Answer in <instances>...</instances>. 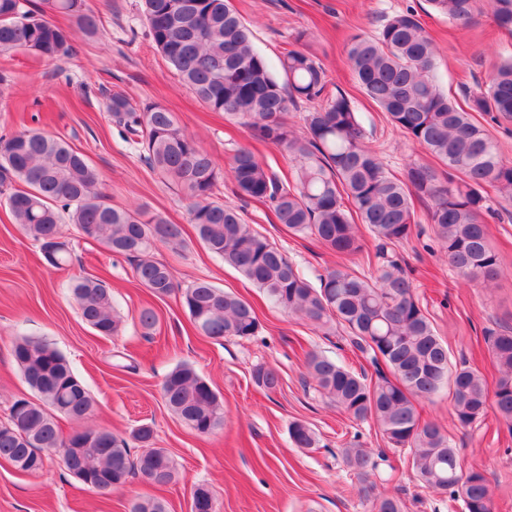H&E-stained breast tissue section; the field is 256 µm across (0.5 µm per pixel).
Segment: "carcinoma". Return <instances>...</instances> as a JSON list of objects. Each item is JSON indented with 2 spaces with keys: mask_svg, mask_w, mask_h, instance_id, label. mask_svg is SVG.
I'll return each mask as SVG.
<instances>
[{
  "mask_svg": "<svg viewBox=\"0 0 512 512\" xmlns=\"http://www.w3.org/2000/svg\"><path fill=\"white\" fill-rule=\"evenodd\" d=\"M452 22H469L478 0H429ZM498 27L512 32V0H486ZM0 0V51L22 49L44 60L70 58L76 33H96L85 0ZM70 16L77 28L62 27L45 10ZM143 21L157 51L212 111L274 144L294 162L291 178L280 179L253 149L241 146L229 163L236 196L269 206L278 223L295 236L312 238L339 255L362 251L359 225L382 242L401 243L418 224L413 199L431 202L429 221L448 262L466 281L495 280L500 261L488 242L483 213L493 191L512 201V163L505 160L490 131L478 121L497 125L512 121V57H504L483 86L466 94L461 108L436 81V46L415 14L403 11L385 19L373 38L355 35L347 59L364 95L386 112L391 123L448 168L442 178L426 163L411 164L404 179L386 171L364 142L358 112L344 94L329 90L330 80L316 57L296 46L279 57L281 78L256 50L253 34L231 0H141ZM319 102L303 117L304 132L288 126L287 115L301 102ZM126 139L141 146L146 163L176 185L187 200L189 222L200 241L224 263L241 272L292 316L316 327H340L347 341L375 367L376 380L321 353L307 356V370L327 402L358 422H374L388 448L406 451L421 486L464 512H493L490 481L484 469H462L452 439L442 427L420 420L417 402L448 389L452 416L469 427L496 412L512 432V328L485 337L497 378L464 362L454 364L448 345L437 336L419 302L413 282L399 261L383 250L375 269L357 272L332 267L314 285L288 255L242 219L237 208L214 200L223 179L217 160L160 104L143 108L114 92L106 105ZM15 184L6 205L24 235L40 243L46 261L64 268L71 252L62 226L73 224L85 238L133 261L134 278L157 297L180 294L194 329L212 340L249 339L261 324L253 306L206 280L183 288L167 264L150 252L156 242L179 244L182 229L141 209L116 208L106 201L99 176L85 155L66 140L40 130L0 136V181ZM71 292L82 320L98 335L118 332L120 316L104 281L84 276ZM12 356L35 401L13 402L10 420L0 425V459L16 470L36 474L47 455L60 450L65 467L75 463L82 483L102 487L125 484L138 475L156 486L175 481L174 459L152 449L154 431L140 425L130 440L103 429L98 433L59 431L56 415L82 422L95 401L65 356L51 343L28 336L12 341ZM260 388L272 391L280 376L260 364L252 371ZM165 405L200 435L224 427V405L211 385L190 365L181 363L162 383ZM289 438L297 448H315L316 433L295 421ZM141 448L131 455L129 443ZM345 465L363 494L374 488L379 461L360 443L342 450ZM205 501L210 512L213 490L199 484L192 503ZM129 512H168L165 500L134 501ZM370 512H403L401 500L379 494Z\"/></svg>",
  "mask_w": 512,
  "mask_h": 512,
  "instance_id": "cac0c4a2",
  "label": "carcinoma"
}]
</instances>
